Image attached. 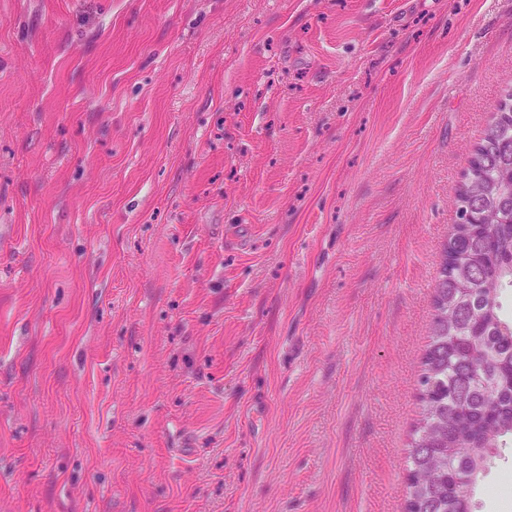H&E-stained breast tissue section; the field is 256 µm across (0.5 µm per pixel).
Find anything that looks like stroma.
I'll use <instances>...</instances> for the list:
<instances>
[{
	"label": "stroma",
	"instance_id": "stroma-1",
	"mask_svg": "<svg viewBox=\"0 0 512 512\" xmlns=\"http://www.w3.org/2000/svg\"><path fill=\"white\" fill-rule=\"evenodd\" d=\"M509 77L512 0H0V512H401Z\"/></svg>",
	"mask_w": 512,
	"mask_h": 512
}]
</instances>
